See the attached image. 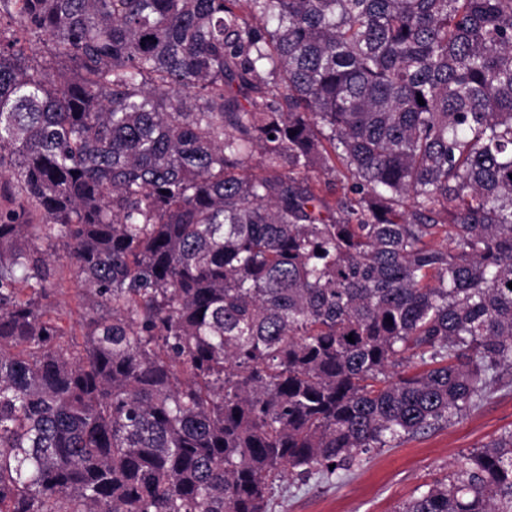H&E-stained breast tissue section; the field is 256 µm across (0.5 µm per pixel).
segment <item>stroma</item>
<instances>
[{"instance_id":"35a3bbf8","label":"stroma","mask_w":512,"mask_h":512,"mask_svg":"<svg viewBox=\"0 0 512 512\" xmlns=\"http://www.w3.org/2000/svg\"><path fill=\"white\" fill-rule=\"evenodd\" d=\"M84 293L69 275L50 298L65 329L76 337L86 313ZM510 431L512 376L506 375L476 408L397 447L372 449L342 480L328 482L316 475L277 479L272 512H398L427 485L444 479L458 458Z\"/></svg>"}]
</instances>
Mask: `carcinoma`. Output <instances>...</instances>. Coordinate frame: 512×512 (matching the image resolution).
<instances>
[{
  "instance_id": "cac0c4a2",
  "label": "carcinoma",
  "mask_w": 512,
  "mask_h": 512,
  "mask_svg": "<svg viewBox=\"0 0 512 512\" xmlns=\"http://www.w3.org/2000/svg\"><path fill=\"white\" fill-rule=\"evenodd\" d=\"M5 17L0 512H268L512 373V0ZM397 512H512V432ZM85 288L72 275L67 276L52 290L51 303L59 310L63 326L81 342V322L86 313Z\"/></svg>"
}]
</instances>
